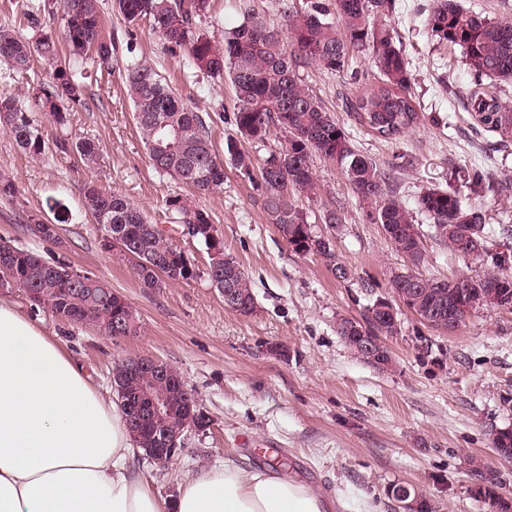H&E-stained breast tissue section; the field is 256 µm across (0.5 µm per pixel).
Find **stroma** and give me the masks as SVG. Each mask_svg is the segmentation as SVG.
Listing matches in <instances>:
<instances>
[{"label": "stroma", "mask_w": 512, "mask_h": 512, "mask_svg": "<svg viewBox=\"0 0 512 512\" xmlns=\"http://www.w3.org/2000/svg\"><path fill=\"white\" fill-rule=\"evenodd\" d=\"M281 3L211 0L199 27L219 38L250 12L280 28ZM432 4L396 0L387 18L409 59L420 115L399 139L376 137L349 108L381 79L370 52L353 55L351 66L362 75L357 83L315 64L297 70L354 150L376 162L387 189L413 212L425 256L416 267L381 225L368 220V204L322 157L312 162L317 193L296 191L291 198L318 232L324 229L320 213L340 210L334 251L350 271L345 281L323 257L292 251L268 220L261 191L228 162L223 193L199 196L197 202L211 214L225 254L248 274L257 309L249 316L225 310L206 275L210 257L204 245L171 230L165 201L189 189L150 165L126 96L125 67L129 59L147 58L176 94L209 113L219 155L236 134L222 116L233 101L231 85L192 74L148 26L126 32L114 0H99L108 28L120 35L112 72L89 81V106L71 113L66 128L98 145V164L88 167L74 154L55 152L35 161L0 133V174L17 189L14 197L0 198V238L108 281L136 309L141 331L129 338L104 337L91 325L66 322L33 305L21 289L0 294L38 321L102 390L111 391L119 359L151 356L183 376L210 418L206 429L187 432L184 453L169 467L136 459L161 500L172 501L190 475L227 455L247 467H264L269 448L288 457L294 476L328 499L342 498L345 512H366L372 504L379 512H394L386 494L393 484L425 494L433 512H485L470 492L471 461L493 467L503 494L512 495V462L501 460L491 443L496 431L512 429L511 310L478 306L451 333L399 311L398 331L385 339L392 363L384 370L367 363L337 333L340 318L366 317L372 298L365 282L383 289L392 274L409 270L437 279L478 278L490 270V262L458 255L434 237L417 207L427 189L453 187L494 229L490 249H512V236L497 232L512 218V194L496 191L512 181V143L497 145L472 129L465 107L470 71L457 47L430 38L425 18ZM473 169L483 173L489 191L474 192L461 178V171ZM90 182L125 195L169 230L171 243L193 263L195 278L146 288L128 263L102 250L103 232L84 208V186ZM33 220L57 224L56 239L30 230ZM282 347L287 355H279Z\"/></svg>", "instance_id": "obj_1"}]
</instances>
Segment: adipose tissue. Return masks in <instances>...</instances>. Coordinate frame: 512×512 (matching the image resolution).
<instances>
[{
  "mask_svg": "<svg viewBox=\"0 0 512 512\" xmlns=\"http://www.w3.org/2000/svg\"><path fill=\"white\" fill-rule=\"evenodd\" d=\"M111 403L44 328L0 298V512H164ZM309 484L233 458L182 484L175 512H326Z\"/></svg>",
  "mask_w": 512,
  "mask_h": 512,
  "instance_id": "ef3b65f1",
  "label": "adipose tissue"
}]
</instances>
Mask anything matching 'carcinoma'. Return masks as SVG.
Returning a JSON list of instances; mask_svg holds the SVG:
<instances>
[{
	"mask_svg": "<svg viewBox=\"0 0 512 512\" xmlns=\"http://www.w3.org/2000/svg\"><path fill=\"white\" fill-rule=\"evenodd\" d=\"M283 0L285 29L270 28L251 14L215 40L197 28V22L210 11L211 0H115V9L126 29L147 23L171 54L185 58L188 68L213 78L229 81L234 92L231 124L237 133L263 126L259 140L277 126L276 116L288 112L285 145L254 168L251 154L234 139L224 151L240 172L250 176L258 171L257 186L264 194V210L271 223L282 232V239L294 243L307 217L290 200L295 190L317 194L312 157L319 155L335 163L358 198L368 202L369 220L380 224L398 251L424 246L418 225L409 210L387 190L376 163L358 154L336 119L319 99L299 80L297 68L317 64L331 72L349 71L353 53L372 54L381 82L351 104L356 118L374 135L397 139L415 126L419 118L410 91L409 61L398 37L383 19L390 14L393 0ZM61 13L57 34L37 33L40 18ZM20 16L26 27L36 31L27 37L9 26H0V63L12 76L32 73L27 81L34 106L47 114L54 126L66 128L68 115L88 107L85 76L79 64L90 62L100 73H112V55L117 41L105 32L98 0H21ZM428 33L439 42L461 49L474 83L467 97V108L476 126L512 142V108L501 101L498 85L512 81V23L491 19L482 10H467L456 0H436L428 15ZM39 60L51 70L44 79L33 72ZM126 94L140 140L151 166L180 184L203 195L224 189V165L214 152L210 125L198 107L182 100L170 89L146 59H133L126 68ZM0 129L30 159L45 158L55 150L74 152L88 167L97 163L96 145L66 134L53 137L44 133L29 109L12 95H0ZM179 133L176 148L161 156L151 154L153 144L172 132ZM86 213L108 233V225L125 230V246L137 258L124 257L137 279L146 288H161L170 282L194 278L196 271L183 251L174 247L152 224L145 212L126 196L106 191L90 182L84 187ZM166 211L180 225L210 224L207 211L187 195H172ZM436 237L453 251L469 255L462 230L476 226L475 236L482 254L490 258L494 270L477 278H421L417 289L421 306L440 307L438 324H448V314L465 320L463 308L476 307L480 295L492 288L505 290L497 306H512V256L491 253L490 238L481 211L463 206L456 192L430 188L418 199ZM453 224L456 230L447 234ZM207 250L224 255L217 266H209L208 279L228 276L248 304L247 313L256 309L250 280L231 256L224 254V240L215 234L210 240L198 236ZM47 260L0 239V271L8 273L19 288L40 294L42 303L60 319L80 324L101 325L112 315V302L104 294L84 292V279H63L60 273L44 267ZM115 392L136 401L143 374L130 367V358L116 363ZM484 479L477 501L491 512H512V505L498 494V473L476 465Z\"/></svg>",
	"mask_w": 512,
	"mask_h": 512,
	"instance_id": "cac0c4a2",
	"label": "carcinoma"
}]
</instances>
